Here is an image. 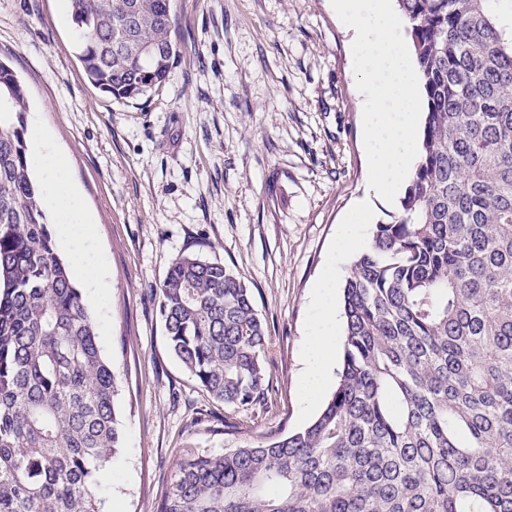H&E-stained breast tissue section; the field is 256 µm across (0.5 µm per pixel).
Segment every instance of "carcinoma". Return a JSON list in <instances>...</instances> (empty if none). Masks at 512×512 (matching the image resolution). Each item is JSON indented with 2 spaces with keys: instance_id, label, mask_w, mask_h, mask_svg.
Here are the masks:
<instances>
[{
  "instance_id": "cac0c4a2",
  "label": "carcinoma",
  "mask_w": 512,
  "mask_h": 512,
  "mask_svg": "<svg viewBox=\"0 0 512 512\" xmlns=\"http://www.w3.org/2000/svg\"><path fill=\"white\" fill-rule=\"evenodd\" d=\"M511 1L396 0L425 118L398 215L342 286L335 391L300 430L186 449L159 512H512ZM69 6L93 85L133 102L165 84L172 0ZM27 110L0 64V512H100L117 378L30 178ZM158 296L202 390L261 405L266 324L234 269L181 254Z\"/></svg>"
}]
</instances>
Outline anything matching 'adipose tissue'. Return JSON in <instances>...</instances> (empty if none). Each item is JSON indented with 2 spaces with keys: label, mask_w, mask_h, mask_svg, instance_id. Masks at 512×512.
<instances>
[{
  "label": "adipose tissue",
  "mask_w": 512,
  "mask_h": 512,
  "mask_svg": "<svg viewBox=\"0 0 512 512\" xmlns=\"http://www.w3.org/2000/svg\"><path fill=\"white\" fill-rule=\"evenodd\" d=\"M29 136L35 147V162L45 189L44 202L54 212L63 228L78 275L86 282H95L99 279L100 272L77 246V240L84 226L90 223L91 216L82 205L77 186L71 181L66 169L60 165L54 144L40 121H32Z\"/></svg>",
  "instance_id": "1"
}]
</instances>
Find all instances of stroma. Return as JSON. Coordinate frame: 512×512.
I'll return each mask as SVG.
<instances>
[{
    "mask_svg": "<svg viewBox=\"0 0 512 512\" xmlns=\"http://www.w3.org/2000/svg\"><path fill=\"white\" fill-rule=\"evenodd\" d=\"M175 57L150 97L118 102L75 55L68 0H0V60L24 85L94 216L104 274L82 289L119 375L123 433L101 512H159L182 449L212 454L298 428L312 288L368 162L353 34L331 0H173ZM196 253L234 268L268 328L272 386L225 408L169 353L156 286Z\"/></svg>",
    "mask_w": 512,
    "mask_h": 512,
    "instance_id": "stroma-1",
    "label": "stroma"
}]
</instances>
